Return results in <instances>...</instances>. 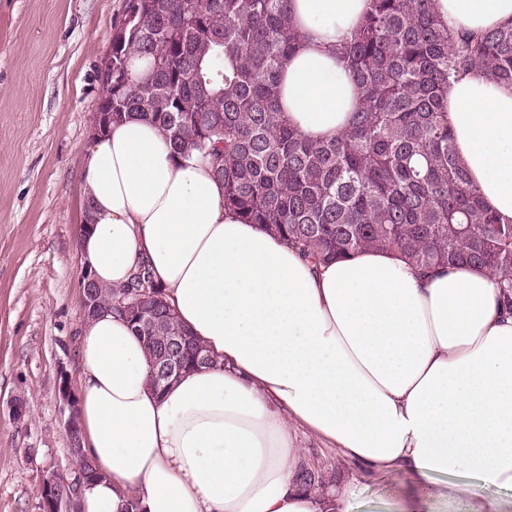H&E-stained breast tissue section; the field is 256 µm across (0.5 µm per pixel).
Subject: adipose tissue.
<instances>
[{
	"instance_id": "ef3b65f1",
	"label": "adipose tissue",
	"mask_w": 512,
	"mask_h": 512,
	"mask_svg": "<svg viewBox=\"0 0 512 512\" xmlns=\"http://www.w3.org/2000/svg\"><path fill=\"white\" fill-rule=\"evenodd\" d=\"M369 0H292L303 35L281 105L310 139L340 134L360 99L338 59ZM454 31L512 23V0H437ZM458 155L487 209L512 221V86L471 74L448 92ZM90 229L76 250L107 288L148 265L178 321L216 366L149 384L138 336L104 312L81 329L78 420L99 475L84 512H350V481L296 479L300 434L367 469L417 481L402 512H512V311L493 276L465 265L423 274L366 250L314 266L224 209L198 152L171 157L143 121L87 149Z\"/></svg>"
}]
</instances>
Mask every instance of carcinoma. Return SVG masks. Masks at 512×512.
Returning <instances> with one entry per match:
<instances>
[{
  "instance_id": "obj_1",
  "label": "carcinoma",
  "mask_w": 512,
  "mask_h": 512,
  "mask_svg": "<svg viewBox=\"0 0 512 512\" xmlns=\"http://www.w3.org/2000/svg\"><path fill=\"white\" fill-rule=\"evenodd\" d=\"M289 2L126 0L112 32V123L144 121L173 153L199 152L224 184V209L312 262L383 250L425 272L470 265L496 277L512 310V223L481 204L448 126L455 79L479 70L512 85V24L458 33L435 0H370L341 47L359 104L346 130L312 141L280 103L302 40ZM96 300L86 317L110 310L143 338L155 389L214 364L146 266L120 288H96ZM145 311L156 323L141 322ZM174 336L187 341L168 343ZM169 360L180 372L163 379ZM297 479L325 475L304 463Z\"/></svg>"
}]
</instances>
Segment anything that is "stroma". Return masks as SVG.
Returning <instances> with one entry per match:
<instances>
[{
  "instance_id": "stroma-1",
  "label": "stroma",
  "mask_w": 512,
  "mask_h": 512,
  "mask_svg": "<svg viewBox=\"0 0 512 512\" xmlns=\"http://www.w3.org/2000/svg\"><path fill=\"white\" fill-rule=\"evenodd\" d=\"M125 0H0V512H42L43 484L69 473V408L85 321L74 251L100 71ZM24 397L25 422L12 398ZM310 458L348 475L351 512H383L414 478L365 471L308 439Z\"/></svg>"
}]
</instances>
